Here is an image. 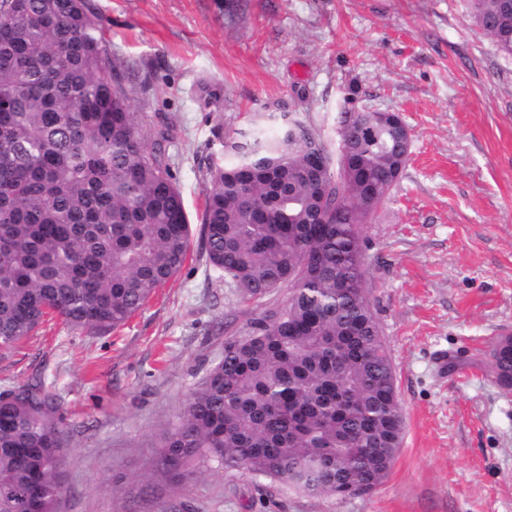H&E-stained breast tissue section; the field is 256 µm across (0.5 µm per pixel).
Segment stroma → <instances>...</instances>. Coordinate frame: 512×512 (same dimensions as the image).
<instances>
[{
    "label": "stroma",
    "mask_w": 512,
    "mask_h": 512,
    "mask_svg": "<svg viewBox=\"0 0 512 512\" xmlns=\"http://www.w3.org/2000/svg\"><path fill=\"white\" fill-rule=\"evenodd\" d=\"M134 111L167 122L191 256L124 326L43 323L0 349V393L43 381L69 429L58 512H512V389L490 375L512 335V60L469 0H88ZM216 93L204 103L200 89ZM401 113L410 156L366 225L368 296L392 358L401 447L372 492L309 497L244 471L144 473L163 430L224 356L280 309L211 269L199 235L221 135L271 113L329 152L348 111Z\"/></svg>",
    "instance_id": "stroma-1"
}]
</instances>
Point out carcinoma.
Wrapping results in <instances>:
<instances>
[{"label":"carcinoma","mask_w":512,"mask_h":512,"mask_svg":"<svg viewBox=\"0 0 512 512\" xmlns=\"http://www.w3.org/2000/svg\"><path fill=\"white\" fill-rule=\"evenodd\" d=\"M512 58V0H470ZM336 157L305 122L226 136L204 183L209 266L246 299L285 305L224 344L166 429L146 477L213 466L309 496L368 493L392 467L402 415L366 296L363 230L408 162L385 112L339 129ZM166 129L132 110L86 0H0V348L48 319L103 334L177 274L191 228ZM371 202H366L365 188ZM512 373V336L491 345ZM66 431L40 384L0 394V512H57Z\"/></svg>","instance_id":"1"}]
</instances>
